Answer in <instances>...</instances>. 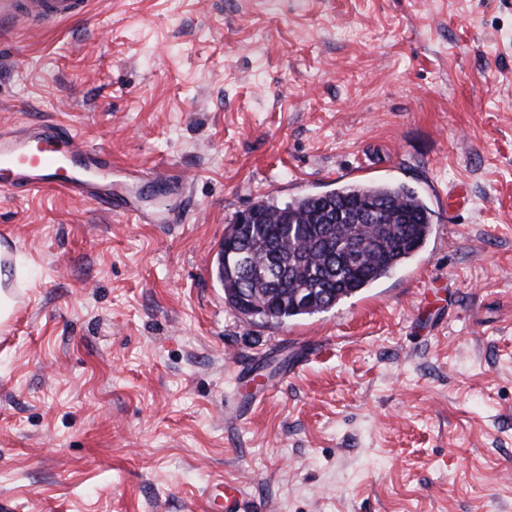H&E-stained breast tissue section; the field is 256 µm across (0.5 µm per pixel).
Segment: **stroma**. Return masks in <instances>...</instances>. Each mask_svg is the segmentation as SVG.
Returning a JSON list of instances; mask_svg holds the SVG:
<instances>
[{"label": "stroma", "instance_id": "1", "mask_svg": "<svg viewBox=\"0 0 512 512\" xmlns=\"http://www.w3.org/2000/svg\"><path fill=\"white\" fill-rule=\"evenodd\" d=\"M34 120L188 190L168 224L0 191V512H512V0H90L0 32V128ZM362 181L432 210L413 259L225 304L239 212ZM11 271L8 265H0V324H5L11 317L15 305L13 295L5 288H11Z\"/></svg>", "mask_w": 512, "mask_h": 512}]
</instances>
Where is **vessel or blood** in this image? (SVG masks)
<instances>
[{
    "label": "vessel or blood",
    "mask_w": 512,
    "mask_h": 512,
    "mask_svg": "<svg viewBox=\"0 0 512 512\" xmlns=\"http://www.w3.org/2000/svg\"><path fill=\"white\" fill-rule=\"evenodd\" d=\"M87 7L88 0H0V28L76 19ZM117 174L110 154L89 146L75 128L29 123L0 130L1 188L32 192L55 187L110 214L167 223V216L148 210L144 201L183 192L179 177L161 173L152 181L119 187L113 182Z\"/></svg>",
    "instance_id": "b4317fda"
}]
</instances>
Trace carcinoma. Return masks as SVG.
<instances>
[{
  "label": "carcinoma",
  "mask_w": 512,
  "mask_h": 512,
  "mask_svg": "<svg viewBox=\"0 0 512 512\" xmlns=\"http://www.w3.org/2000/svg\"><path fill=\"white\" fill-rule=\"evenodd\" d=\"M369 203L386 206L371 227L358 218ZM251 208L253 223L227 227L216 277L231 308L262 299L279 323L317 313L296 303L308 288L337 303L389 276L416 255L433 224L432 210L403 184H345L285 204L262 198ZM352 239L363 243L355 254Z\"/></svg>",
  "instance_id": "obj_1"
}]
</instances>
